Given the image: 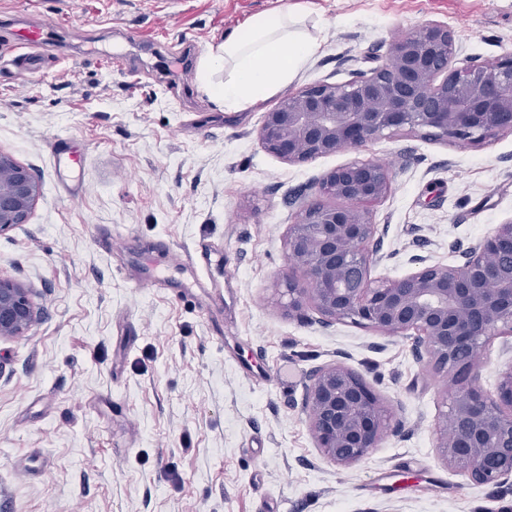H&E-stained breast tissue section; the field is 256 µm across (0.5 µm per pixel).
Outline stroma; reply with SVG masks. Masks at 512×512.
<instances>
[{"label":"stroma","instance_id":"1","mask_svg":"<svg viewBox=\"0 0 512 512\" xmlns=\"http://www.w3.org/2000/svg\"><path fill=\"white\" fill-rule=\"evenodd\" d=\"M285 7L319 44L291 93L370 69L428 20L452 29L457 62L512 53V0H0V44L11 18L60 24L47 69L0 66V151L42 184L27 223L0 234V275L44 310L0 339V512H512V489L440 458L449 383L410 340L284 309L288 226L356 155L277 158L258 131L278 95L228 112L197 75L209 45ZM57 135L82 158L74 196ZM364 155L394 172L372 209L387 229L373 276L407 274L416 254L453 263L512 219L510 134L475 148L399 136ZM112 230L125 248L101 247ZM334 362L406 429L345 469L321 457L301 408L311 369Z\"/></svg>","mask_w":512,"mask_h":512}]
</instances>
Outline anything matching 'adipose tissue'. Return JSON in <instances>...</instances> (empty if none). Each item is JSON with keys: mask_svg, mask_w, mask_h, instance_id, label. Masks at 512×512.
<instances>
[{"mask_svg": "<svg viewBox=\"0 0 512 512\" xmlns=\"http://www.w3.org/2000/svg\"><path fill=\"white\" fill-rule=\"evenodd\" d=\"M317 49L288 10L256 14L204 55L198 79L211 100L235 111L288 85ZM222 81H214L215 73Z\"/></svg>", "mask_w": 512, "mask_h": 512, "instance_id": "1", "label": "adipose tissue"}]
</instances>
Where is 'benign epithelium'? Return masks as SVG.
Masks as SVG:
<instances>
[{
	"label": "benign epithelium",
	"mask_w": 512,
	"mask_h": 512,
	"mask_svg": "<svg viewBox=\"0 0 512 512\" xmlns=\"http://www.w3.org/2000/svg\"><path fill=\"white\" fill-rule=\"evenodd\" d=\"M455 55L448 26L421 24L391 41L377 66L281 98L265 113L259 140L300 164L394 136L478 147L512 134V54L462 66ZM391 188V170L374 158L322 175L318 199L288 228L285 308H310L323 327L351 323L411 339L416 360L450 385L449 411L436 428L440 457L478 484L512 486V366L494 392L480 386L482 350L512 335V219L460 251L457 263L414 256L412 272L374 278L382 237L369 206ZM40 192L32 169L0 152V233L26 223ZM42 314L33 289L0 276V338L27 335ZM302 409L321 456L342 468L405 431L370 384L338 362L310 371Z\"/></svg>",
	"instance_id": "benign-epithelium-1"
}]
</instances>
